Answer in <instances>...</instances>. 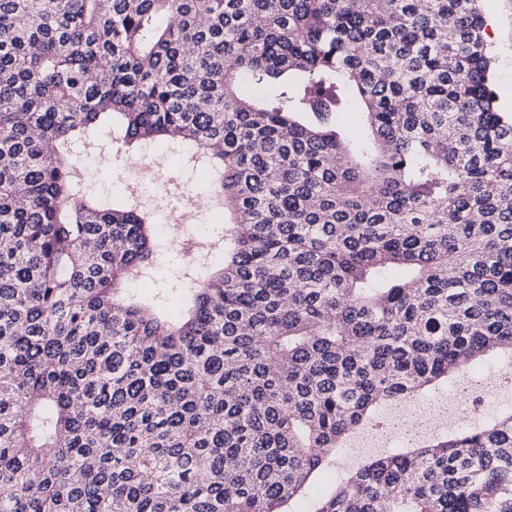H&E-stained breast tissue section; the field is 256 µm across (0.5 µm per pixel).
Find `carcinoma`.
<instances>
[{"label": "carcinoma", "instance_id": "carcinoma-1", "mask_svg": "<svg viewBox=\"0 0 512 512\" xmlns=\"http://www.w3.org/2000/svg\"><path fill=\"white\" fill-rule=\"evenodd\" d=\"M480 2L0 0V512H290L382 404L512 356ZM102 129L204 169L210 273H174L176 314L129 288L151 203L85 197ZM314 512H512V410Z\"/></svg>", "mask_w": 512, "mask_h": 512}]
</instances>
